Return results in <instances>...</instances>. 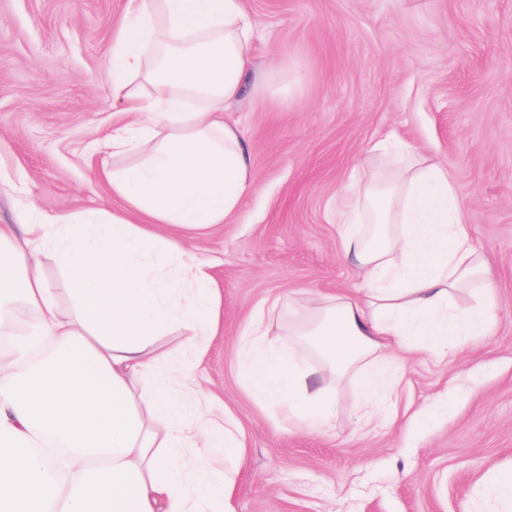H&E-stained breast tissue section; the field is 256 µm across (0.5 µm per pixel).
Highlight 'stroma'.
I'll return each instance as SVG.
<instances>
[{
	"label": "stroma",
	"instance_id": "1",
	"mask_svg": "<svg viewBox=\"0 0 512 512\" xmlns=\"http://www.w3.org/2000/svg\"><path fill=\"white\" fill-rule=\"evenodd\" d=\"M128 0H0V224L28 213L119 214L98 175L112 97L113 34ZM259 32L245 91L226 121L249 138L255 183L237 213L169 228L211 264L221 328L196 370L237 421L234 512H485L512 473V0H242ZM288 63L287 91L265 85ZM395 137L445 167L490 259L495 324L451 356L394 352L389 413L372 425L352 381L327 434L277 423L239 366L253 311H288L361 281L341 254L334 206L380 167Z\"/></svg>",
	"mask_w": 512,
	"mask_h": 512
}]
</instances>
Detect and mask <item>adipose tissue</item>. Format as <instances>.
Segmentation results:
<instances>
[{
  "instance_id": "adipose-tissue-1",
  "label": "adipose tissue",
  "mask_w": 512,
  "mask_h": 512,
  "mask_svg": "<svg viewBox=\"0 0 512 512\" xmlns=\"http://www.w3.org/2000/svg\"><path fill=\"white\" fill-rule=\"evenodd\" d=\"M256 36L241 0H132L112 45L123 117L104 140L132 163L102 171L122 214L0 225V344L11 350L0 360V512H230L232 477L208 452L234 448L237 426L186 375L217 334L219 291L209 265L157 229L223 223L252 189L245 134L224 114ZM372 150L389 167L350 186L338 223L362 297L293 314L286 346L268 338L279 303L267 300L241 334L255 396L308 432L336 421V394L316 372L356 375L376 407L394 349L444 357L497 309L447 169L390 140ZM358 209L373 232L355 224ZM44 254L68 276L70 307L42 274ZM464 289L468 310L453 304ZM178 327L182 353L160 349Z\"/></svg>"
}]
</instances>
